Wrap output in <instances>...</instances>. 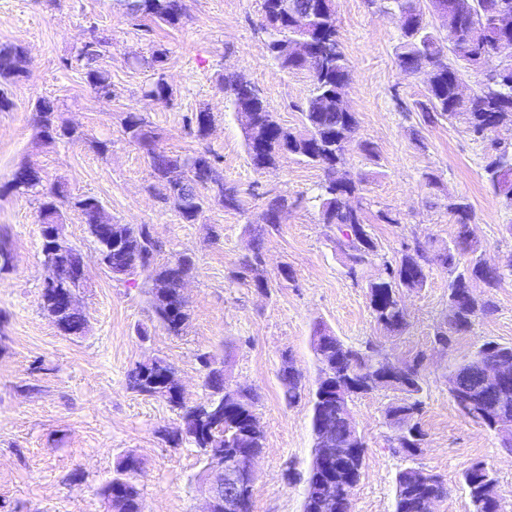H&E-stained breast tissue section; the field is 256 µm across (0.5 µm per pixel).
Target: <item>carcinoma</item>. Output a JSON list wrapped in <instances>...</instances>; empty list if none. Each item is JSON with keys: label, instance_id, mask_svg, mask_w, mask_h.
Wrapping results in <instances>:
<instances>
[{"label": "carcinoma", "instance_id": "carcinoma-1", "mask_svg": "<svg viewBox=\"0 0 512 512\" xmlns=\"http://www.w3.org/2000/svg\"><path fill=\"white\" fill-rule=\"evenodd\" d=\"M126 16L136 22H152L176 28L186 18L183 0H122ZM386 14L403 13L409 24L401 29L397 46V58L402 71L413 77H424L427 102L420 104L423 121L435 123L438 118L448 122L462 121L467 130L477 138L487 137L490 127L512 118V74L501 77L496 68L495 50L503 40H512V0H369ZM263 24L266 46L271 57L284 71L305 70L312 80V91L303 108L305 130L294 131L282 126L274 113L266 107L256 87L240 85L238 75L228 73L222 80L224 96L236 113H250L253 130L245 132V146L254 169L264 164L276 163L282 154L322 169L324 182L316 196L321 223L334 230V243L345 259L346 275L354 282L362 277L366 262L376 256L379 242L373 232L361 196L364 179L346 168V139L354 132L355 113L351 111L346 89L350 79L349 61L339 40L336 3L333 0H262ZM440 20L442 26L452 28L455 42L445 47L438 31L427 16ZM90 34L98 45L95 52L80 45L66 65L80 67L85 80L96 94L112 97L109 74L99 67L103 49L110 46L108 38L96 28ZM297 39L310 42V57L302 59L288 51L290 43ZM469 70L486 72V80L469 97L459 95L458 82ZM26 72L25 50L18 44L0 45V80L14 82ZM145 94L160 102H168L172 88L163 74H158L149 84ZM33 123L40 139L53 144L65 140L71 144L87 143L98 154L105 155L112 141L90 139L87 134L64 123L60 107L55 99L41 97L33 108ZM126 139L146 150L153 177L163 191L164 199L171 202L179 217L187 224H194L204 206L211 201L227 210L243 211L244 203L238 190L224 182L223 174L213 186L202 174L217 165V157L207 148L186 153H169L154 145V135L145 119L129 112L123 121ZM486 181L507 206L512 208V149L493 153L484 166ZM10 188L19 194L34 193L40 196L39 224L45 226L63 221L62 206L66 203L78 209L87 225L101 258L113 266L133 265L129 282L144 277L152 283L149 291V307L156 322L167 332L180 335L187 328L189 314L179 308L180 281L170 275L169 264L157 265L156 255L160 246L148 232L146 224H103L99 221L98 200L91 196L70 199L65 189L56 184L47 188L43 183H30L13 174ZM298 205V200L278 194L266 201L263 214L266 221L255 224L250 230L248 253L241 262L239 276L248 279L249 285L265 291L269 281L262 268V260L268 236L278 227L280 212ZM456 225V234L450 243L442 247L417 243L406 246L392 263H384L389 276L367 283V294L378 329L386 334H397L406 328V313L398 307L400 290L416 291L426 286L431 266L437 264L448 270V300L455 295L469 294L472 303H464L452 313L448 324V342L467 332L480 315L495 311L490 292L497 288L505 272L512 273V255L503 262L496 274H486L477 256L469 234V224L475 218L468 202L448 199L445 205ZM44 262L52 281L43 286L41 309L43 314L62 321L72 329V335L82 336L86 331L83 312L73 307H60L59 298L72 293L78 281V265L82 254L79 249L62 240L51 244L42 241ZM484 291L476 292V285ZM332 335L324 325L313 328V352L329 349L334 362L336 381L352 383L361 391L346 390L342 403L350 405L354 399L385 391V386L363 387V380L373 362L382 355L379 344L367 340L352 347L339 338L329 344L322 340ZM206 370L205 386L208 396L193 405H184L173 394L174 382L169 377L174 368L161 358L139 362L128 374V387L142 395L162 398L179 410L182 421L194 429L175 435L186 439L198 449L209 467L219 459L229 460L237 448L264 447V437L250 432V421L255 415L258 394L251 389L239 392V406L227 411L222 395L212 392L216 360L209 354L199 356ZM408 388L400 397L388 404L385 413L396 433L391 438V448L406 454L414 449V455L422 451L424 433L419 423L423 412V359L401 361ZM281 380L284 397L292 404L301 397V375L283 372ZM481 388V376L474 361L467 360L448 370V389ZM482 406L512 420V384L505 388H482ZM327 426L343 440L353 428L352 422L337 415L336 392L321 397L315 390L312 399V432ZM365 444H360L353 464L344 467L338 461L312 460L306 482L303 512H350L351 496L360 480ZM493 469L485 462H477L463 473V482L474 506V512H502L501 500H486L481 487ZM144 475L142 461L132 455L124 456L117 464L114 475L98 489L105 512H144L140 488ZM336 482V499L328 502L322 495V483L327 478ZM447 490L437 475L422 477L421 472L409 466L396 476L395 512H423V504L430 497H446Z\"/></svg>", "mask_w": 512, "mask_h": 512}]
</instances>
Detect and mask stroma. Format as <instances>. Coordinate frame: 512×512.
Returning a JSON list of instances; mask_svg holds the SVG:
<instances>
[{
    "instance_id": "1",
    "label": "stroma",
    "mask_w": 512,
    "mask_h": 512,
    "mask_svg": "<svg viewBox=\"0 0 512 512\" xmlns=\"http://www.w3.org/2000/svg\"><path fill=\"white\" fill-rule=\"evenodd\" d=\"M185 4L183 26L145 29L133 25L117 0H0V43L21 45L28 57L26 76L6 87L12 108L0 112V234L15 257L13 269L0 273V500L18 512H104L97 489L129 454L146 470L144 512H201L203 463L192 444L172 441L181 426L177 410L129 389L127 373L136 363L164 359L192 405L208 394L199 362L203 353L223 362L229 387H249L259 395L256 414L265 441L255 463L253 512H302L315 451L314 325L324 324L355 345L378 337L365 283L379 276L403 244L444 245L453 238L447 198L471 204L473 242L487 262L512 254V234L505 229L512 209L484 177L492 141L474 137L459 121L425 124L419 107L425 84L398 65V17L379 12L368 0H336L337 28L351 65L347 98L357 120L346 163L366 176L369 216L382 210L398 218L375 225L379 254L366 263L362 282H352L329 228L319 221L315 197L323 171L288 155L275 167L255 170L243 127L219 89L224 73L242 76L284 127L299 130L312 90L309 74L284 71L270 57L260 29V0ZM93 26L111 41L103 60L112 77L108 100L86 85L80 69L64 64ZM155 49L166 52L160 70L131 64V56ZM160 73L173 89L166 104L144 95ZM46 96L57 99L64 121L88 136L111 139V152L102 156L86 145L42 143L31 113ZM202 109L214 121L200 141L191 135L190 121ZM129 112L146 119L157 148L184 152L207 146L225 181L239 189L245 212L212 203L197 223H183L153 189L145 150L123 135ZM365 142L373 154L361 151ZM27 162L40 166L45 184L59 182L71 196L98 198L111 222L151 225L162 245L158 262L181 254L194 258L184 289L189 322L182 335L168 334L152 319L147 281L112 279L80 213L71 208L64 211V238L84 257L86 286L78 302L88 327L81 337L58 331L41 310L47 269L39 200L6 188ZM429 173L436 184H427ZM277 194L300 204L268 238L269 287L260 292L237 272L251 224ZM284 267L291 280L280 276ZM401 297L408 325L380 339L391 358L424 357L426 446L415 463L448 489L437 512H473L463 473L476 461L493 467L503 512H512V451L460 412L447 381L449 365L470 358L482 343L512 345V275L492 293L496 311L477 317L445 350L435 344L434 333L448 312L447 270L433 266L425 288ZM287 357L302 375V399L293 405L284 400L279 379ZM393 398L390 392L372 393L352 404L368 445L352 512H395V479L405 461L388 449L394 430L385 408Z\"/></svg>"
}]
</instances>
